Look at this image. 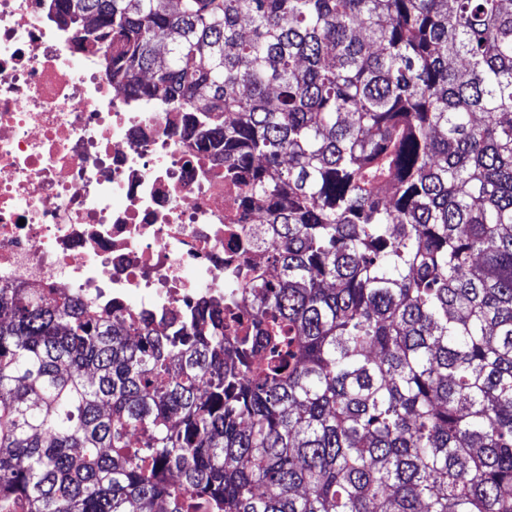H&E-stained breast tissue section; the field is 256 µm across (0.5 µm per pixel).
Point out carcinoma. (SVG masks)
<instances>
[{
	"label": "carcinoma",
	"mask_w": 512,
	"mask_h": 512,
	"mask_svg": "<svg viewBox=\"0 0 512 512\" xmlns=\"http://www.w3.org/2000/svg\"><path fill=\"white\" fill-rule=\"evenodd\" d=\"M239 185L162 332L0 285V512H512V0H52Z\"/></svg>",
	"instance_id": "obj_1"
}]
</instances>
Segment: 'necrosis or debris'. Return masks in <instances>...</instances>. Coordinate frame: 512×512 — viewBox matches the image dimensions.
Wrapping results in <instances>:
<instances>
[{"label":"necrosis or debris","mask_w":512,"mask_h":512,"mask_svg":"<svg viewBox=\"0 0 512 512\" xmlns=\"http://www.w3.org/2000/svg\"><path fill=\"white\" fill-rule=\"evenodd\" d=\"M180 112L118 96L47 0H0V283L189 325L259 257Z\"/></svg>","instance_id":"necrosis-or-debris-1"}]
</instances>
